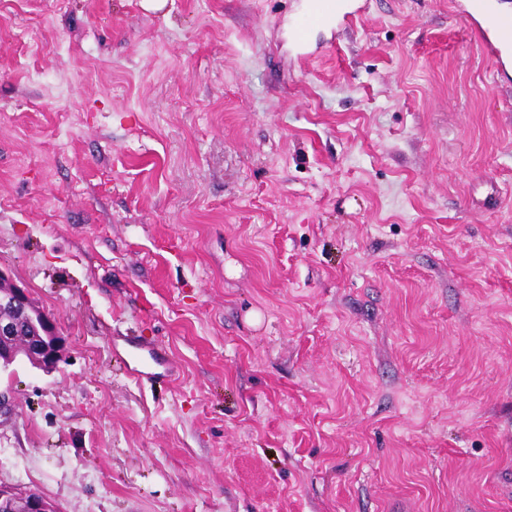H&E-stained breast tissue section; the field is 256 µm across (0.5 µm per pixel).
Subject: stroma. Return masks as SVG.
Masks as SVG:
<instances>
[{"label": "stroma", "mask_w": 512, "mask_h": 512, "mask_svg": "<svg viewBox=\"0 0 512 512\" xmlns=\"http://www.w3.org/2000/svg\"><path fill=\"white\" fill-rule=\"evenodd\" d=\"M303 4L0 0V266L67 344L0 371V485L512 512V80L449 0ZM350 0H309L305 16L294 31L296 41L303 44L306 39L307 30L317 24L344 20L361 7L354 11H347V3Z\"/></svg>", "instance_id": "35a3bbf8"}]
</instances>
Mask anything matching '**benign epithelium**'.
Segmentation results:
<instances>
[{
  "label": "benign epithelium",
  "instance_id": "benign-epithelium-1",
  "mask_svg": "<svg viewBox=\"0 0 512 512\" xmlns=\"http://www.w3.org/2000/svg\"><path fill=\"white\" fill-rule=\"evenodd\" d=\"M66 339L51 314L41 309L27 288L0 267V368L18 358L47 373L63 358ZM0 512H60L35 491L0 486Z\"/></svg>",
  "mask_w": 512,
  "mask_h": 512
}]
</instances>
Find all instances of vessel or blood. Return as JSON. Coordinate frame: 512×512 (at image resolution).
<instances>
[{
  "mask_svg": "<svg viewBox=\"0 0 512 512\" xmlns=\"http://www.w3.org/2000/svg\"><path fill=\"white\" fill-rule=\"evenodd\" d=\"M457 14L465 17L483 54L496 70L512 64V22L501 20L494 26L485 23L492 0H453ZM347 0H309L305 16L294 31L297 42H304L311 26L347 18Z\"/></svg>",
  "mask_w": 512,
  "mask_h": 512,
  "instance_id": "b4317fda",
  "label": "vessel or blood"
}]
</instances>
